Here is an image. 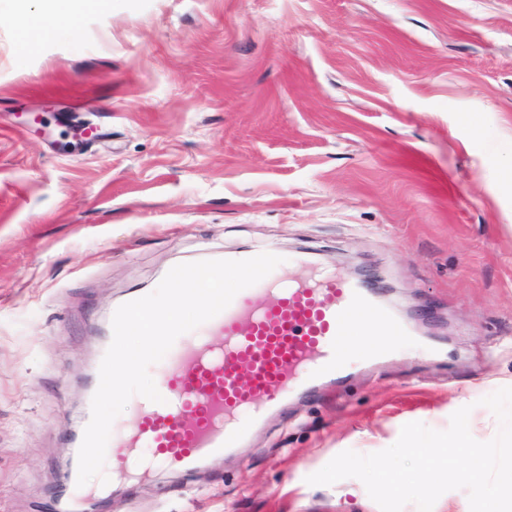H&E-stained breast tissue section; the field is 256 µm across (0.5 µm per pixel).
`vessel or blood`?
Wrapping results in <instances>:
<instances>
[{"label": "vessel or blood", "instance_id": "1", "mask_svg": "<svg viewBox=\"0 0 512 512\" xmlns=\"http://www.w3.org/2000/svg\"><path fill=\"white\" fill-rule=\"evenodd\" d=\"M355 278L280 264L195 330L156 367L161 402L140 399L135 420L113 424L108 484L71 486L75 499L111 495L170 465L186 468L241 447L286 397L338 380L350 360L376 361L392 337L409 335Z\"/></svg>", "mask_w": 512, "mask_h": 512}]
</instances>
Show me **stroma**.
Returning a JSON list of instances; mask_svg holds the SVG:
<instances>
[{
    "label": "stroma",
    "mask_w": 512,
    "mask_h": 512,
    "mask_svg": "<svg viewBox=\"0 0 512 512\" xmlns=\"http://www.w3.org/2000/svg\"><path fill=\"white\" fill-rule=\"evenodd\" d=\"M0 0V512H51L112 307L273 244L409 322L243 448L96 512H380L310 485L512 387V0H110L28 43Z\"/></svg>",
    "instance_id": "obj_1"
}]
</instances>
